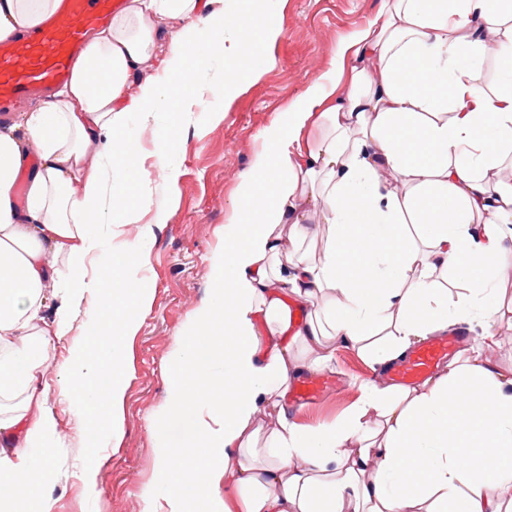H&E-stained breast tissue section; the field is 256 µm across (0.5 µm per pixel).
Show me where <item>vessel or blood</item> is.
<instances>
[{"label":"vessel or blood","instance_id":"obj_1","mask_svg":"<svg viewBox=\"0 0 512 512\" xmlns=\"http://www.w3.org/2000/svg\"><path fill=\"white\" fill-rule=\"evenodd\" d=\"M120 6V0H62L59 10L42 26L10 42H0V112L22 107L32 96L68 81L71 65L89 31ZM455 336H438L416 349L392 375L408 385L456 349Z\"/></svg>","mask_w":512,"mask_h":512}]
</instances>
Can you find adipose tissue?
Instances as JSON below:
<instances>
[{
	"label": "adipose tissue",
	"instance_id": "1",
	"mask_svg": "<svg viewBox=\"0 0 512 512\" xmlns=\"http://www.w3.org/2000/svg\"><path fill=\"white\" fill-rule=\"evenodd\" d=\"M212 2L125 0L51 100L0 128V403L26 393L0 410V512H49L58 422L42 352L80 313L58 383L90 420L89 494L122 432L124 343L152 303L131 274L148 241L124 238L142 174L127 118L156 122L190 54L216 44L236 94L263 67L247 33L281 32L280 0ZM60 3L0 0V41ZM336 55L346 74L319 78L262 132L211 296L170 353L151 512H512L496 492L512 481V366L491 359L496 322H512V0H382ZM152 60L162 77L145 74ZM461 315L485 321L481 339L437 374L372 387L338 423L291 419L290 382L334 346L384 367ZM263 417L276 423L265 436Z\"/></svg>",
	"mask_w": 512,
	"mask_h": 512
}]
</instances>
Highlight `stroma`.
Listing matches in <instances>:
<instances>
[{
  "instance_id": "1",
  "label": "stroma",
  "mask_w": 512,
  "mask_h": 512,
  "mask_svg": "<svg viewBox=\"0 0 512 512\" xmlns=\"http://www.w3.org/2000/svg\"><path fill=\"white\" fill-rule=\"evenodd\" d=\"M380 6L381 0H282L281 33L275 40L257 41L266 63L243 92L228 98L216 88L187 109L183 98L193 82L181 79L174 82L170 106L156 127H143L138 116H130L126 136L143 160L144 177L129 191L128 202L141 220L127 225V240H135L157 211L169 213L166 224L155 228L138 272L152 290V305L126 345L122 433L99 454V497H91L77 477L87 454L85 416L58 388L50 390L59 431L50 512H146L144 490L154 481V419L168 397V357L188 317L210 293L212 259L224 249V226L240 179L262 147L260 135L282 119L289 101L337 67L339 42L366 28ZM163 128L171 137V163L178 171L172 189L149 157ZM321 372L346 391L305 407L289 404L298 423L338 421L365 385L389 381L387 369L340 346Z\"/></svg>"
}]
</instances>
